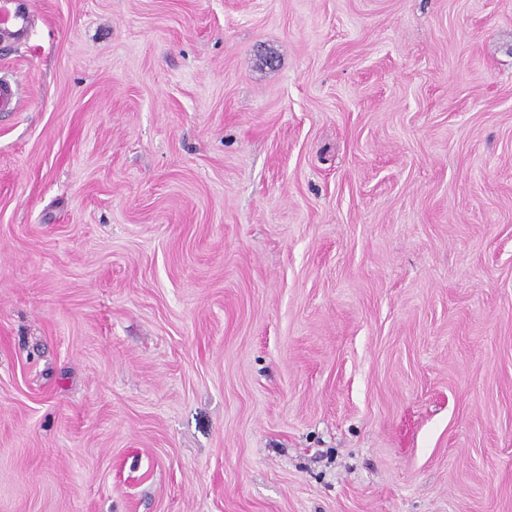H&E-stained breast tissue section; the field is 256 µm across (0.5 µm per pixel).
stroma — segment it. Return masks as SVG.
<instances>
[{"label":"stroma","instance_id":"1","mask_svg":"<svg viewBox=\"0 0 512 512\" xmlns=\"http://www.w3.org/2000/svg\"><path fill=\"white\" fill-rule=\"evenodd\" d=\"M1 75L0 512H512V0H33Z\"/></svg>","mask_w":512,"mask_h":512}]
</instances>
